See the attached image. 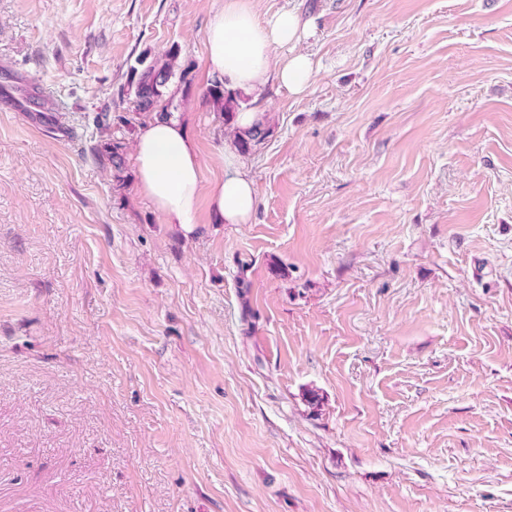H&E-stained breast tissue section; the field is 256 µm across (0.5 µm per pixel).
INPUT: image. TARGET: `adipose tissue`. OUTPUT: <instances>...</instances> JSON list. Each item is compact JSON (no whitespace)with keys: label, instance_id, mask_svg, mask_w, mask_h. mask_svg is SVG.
Returning a JSON list of instances; mask_svg holds the SVG:
<instances>
[{"label":"adipose tissue","instance_id":"1","mask_svg":"<svg viewBox=\"0 0 512 512\" xmlns=\"http://www.w3.org/2000/svg\"><path fill=\"white\" fill-rule=\"evenodd\" d=\"M305 26L295 11L260 19L250 0H221L205 36L206 69L227 89L263 94L273 82L299 93L312 77L305 54L276 60L274 46L297 44ZM224 175L203 183L195 140L179 117L153 116L135 133L130 164L139 192L166 223L187 233L197 224L196 205L206 197L218 224L250 223L258 204L255 182L232 150H225Z\"/></svg>","mask_w":512,"mask_h":512}]
</instances>
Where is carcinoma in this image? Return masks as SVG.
<instances>
[{
  "mask_svg": "<svg viewBox=\"0 0 512 512\" xmlns=\"http://www.w3.org/2000/svg\"><path fill=\"white\" fill-rule=\"evenodd\" d=\"M179 53L175 48L154 58L149 64L138 60L142 68H131L128 83L121 85L117 90L120 102L128 107L124 113L116 116L117 124L133 133L137 129L138 121L149 118L155 112L167 116L180 111L185 102L176 103L171 97H165V90L173 79L187 82L188 69L178 63ZM205 96L213 107V111L223 116L224 126L233 133L234 141L241 152L246 153L255 145L270 135V130L257 126L248 131H241L230 122V116L240 109L243 102L240 94L227 90L224 83L217 79L212 80L205 91ZM126 142L123 138L110 139L91 148V155L96 163L112 167V177L117 184L124 186L130 180L125 164Z\"/></svg>",
  "mask_w": 512,
  "mask_h": 512,
  "instance_id": "carcinoma-1",
  "label": "carcinoma"
}]
</instances>
